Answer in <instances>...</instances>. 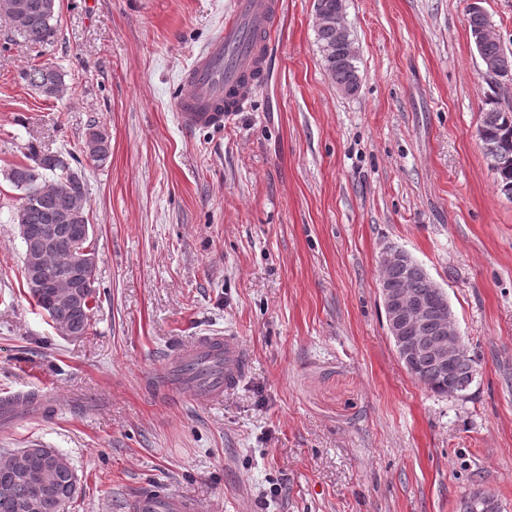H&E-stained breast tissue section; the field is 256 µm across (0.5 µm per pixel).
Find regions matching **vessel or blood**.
I'll list each match as a JSON object with an SVG mask.
<instances>
[{"label": "vessel or blood", "mask_w": 512, "mask_h": 512, "mask_svg": "<svg viewBox=\"0 0 512 512\" xmlns=\"http://www.w3.org/2000/svg\"><path fill=\"white\" fill-rule=\"evenodd\" d=\"M280 13V0H234L223 31L185 75L189 92L177 105L184 127L220 129L240 112L237 104L222 111L214 110L213 105L223 99L257 56L256 48L247 40L248 32H273ZM248 365V354L236 337L202 335L178 352L175 382L196 403L215 405L243 379ZM130 508L132 512H200L194 501L169 497L155 489L137 494Z\"/></svg>", "instance_id": "obj_1"}]
</instances>
